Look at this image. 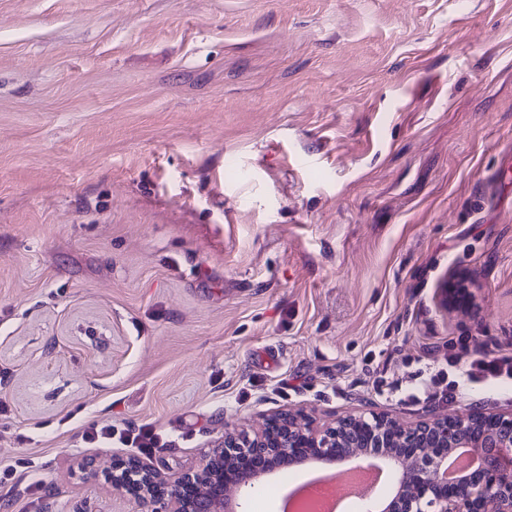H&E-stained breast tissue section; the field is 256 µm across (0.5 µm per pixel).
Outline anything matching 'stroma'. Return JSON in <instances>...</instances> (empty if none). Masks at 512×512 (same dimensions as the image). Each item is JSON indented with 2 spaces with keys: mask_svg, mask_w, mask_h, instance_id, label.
Wrapping results in <instances>:
<instances>
[{
  "mask_svg": "<svg viewBox=\"0 0 512 512\" xmlns=\"http://www.w3.org/2000/svg\"><path fill=\"white\" fill-rule=\"evenodd\" d=\"M465 336L512 355V0H0V512H132L93 421L169 475L282 408L512 411L407 397ZM83 438L88 442H100L112 444V439H117L128 448H137L141 452L157 448L159 439L150 426H141L138 429L112 424V422H93L89 424L83 433Z\"/></svg>",
  "mask_w": 512,
  "mask_h": 512,
  "instance_id": "35a3bbf8",
  "label": "stroma"
}]
</instances>
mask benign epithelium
<instances>
[{
    "instance_id": "7a95c632",
    "label": "benign epithelium",
    "mask_w": 512,
    "mask_h": 512,
    "mask_svg": "<svg viewBox=\"0 0 512 512\" xmlns=\"http://www.w3.org/2000/svg\"><path fill=\"white\" fill-rule=\"evenodd\" d=\"M462 284L461 278L443 283L444 306L469 294ZM456 448L473 449L478 462L448 483L441 474ZM362 458L385 464L393 479L391 493L366 512H512V412L435 414L415 423L372 413L318 426L284 409L263 417L252 433L225 430L193 468L164 476L129 457L101 475L112 492L130 495L139 512H241L247 495L285 459L335 466ZM84 475L101 476L90 467Z\"/></svg>"
}]
</instances>
